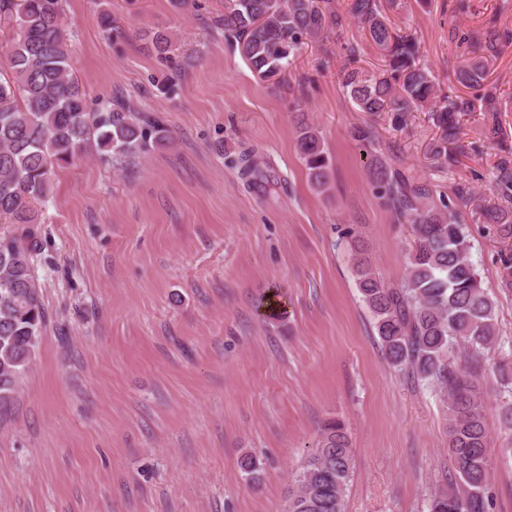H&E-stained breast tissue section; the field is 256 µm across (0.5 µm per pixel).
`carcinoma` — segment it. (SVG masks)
I'll return each instance as SVG.
<instances>
[{"mask_svg":"<svg viewBox=\"0 0 512 512\" xmlns=\"http://www.w3.org/2000/svg\"><path fill=\"white\" fill-rule=\"evenodd\" d=\"M62 0H0V18L15 22L6 48L10 76L0 79V219L14 233L0 237V404H7L29 369L45 321L34 257L40 250L38 205L53 191L55 170L95 154L107 161H132L170 141L169 131L144 125L140 114L108 101L91 112L85 90L73 77ZM350 13L384 52L379 72L345 69L340 81L359 112L399 115L426 109L443 136L436 157L453 163L457 114L475 103L439 95L440 83L420 65L419 46L398 34L381 15V0H351ZM342 17L319 0H226L224 32L259 76L288 68L304 41H317ZM498 36L471 40L472 56L458 68L457 81L480 87L487 57ZM297 149L311 184L329 185V158L316 129L304 126ZM244 175L268 199L281 181L269 162L252 155ZM379 194L405 223L414 243L401 286L392 288L374 273L361 252L351 257L360 300L370 312L387 362L434 386L448 399V452L454 462L447 483L436 488L428 512H488L492 469L486 404L478 364L462 365L455 355L474 357L497 341L496 303L471 259L472 244L453 201H436L430 189L379 162L371 169ZM475 219L497 225L512 237V207L480 208ZM353 474L352 448L343 422L320 429L292 474L284 512H344V493Z\"/></svg>","mask_w":512,"mask_h":512,"instance_id":"obj_1","label":"carcinoma"}]
</instances>
